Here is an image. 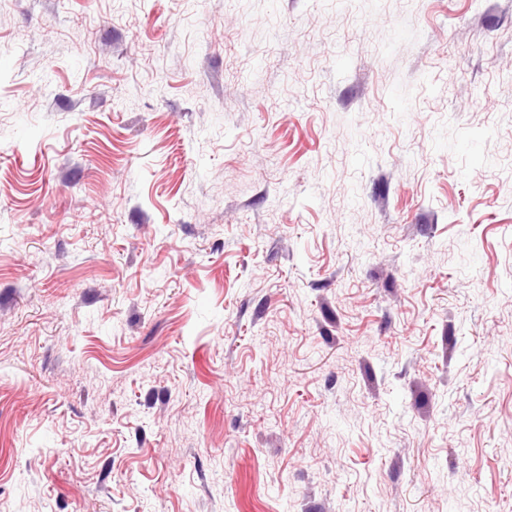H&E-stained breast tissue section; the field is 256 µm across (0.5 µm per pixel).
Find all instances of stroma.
I'll use <instances>...</instances> for the list:
<instances>
[{"instance_id": "stroma-1", "label": "stroma", "mask_w": 512, "mask_h": 512, "mask_svg": "<svg viewBox=\"0 0 512 512\" xmlns=\"http://www.w3.org/2000/svg\"><path fill=\"white\" fill-rule=\"evenodd\" d=\"M0 512H512V0H0Z\"/></svg>"}]
</instances>
